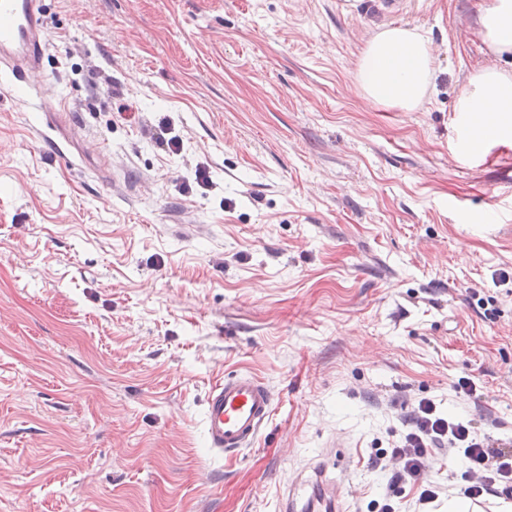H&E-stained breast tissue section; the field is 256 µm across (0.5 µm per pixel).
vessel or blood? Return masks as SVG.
Wrapping results in <instances>:
<instances>
[{
  "label": "vessel or blood",
  "instance_id": "vessel-or-blood-1",
  "mask_svg": "<svg viewBox=\"0 0 512 512\" xmlns=\"http://www.w3.org/2000/svg\"><path fill=\"white\" fill-rule=\"evenodd\" d=\"M46 35L42 0H0V66L13 82L29 85L39 71ZM273 403L265 383L239 372L211 387L203 429L208 448L233 454L249 447L269 421ZM317 468L313 479L290 486L283 512H337L341 491Z\"/></svg>",
  "mask_w": 512,
  "mask_h": 512
}]
</instances>
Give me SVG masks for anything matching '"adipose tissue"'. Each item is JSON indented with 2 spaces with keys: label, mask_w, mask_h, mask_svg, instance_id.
Listing matches in <instances>:
<instances>
[{
  "label": "adipose tissue",
  "mask_w": 512,
  "mask_h": 512,
  "mask_svg": "<svg viewBox=\"0 0 512 512\" xmlns=\"http://www.w3.org/2000/svg\"><path fill=\"white\" fill-rule=\"evenodd\" d=\"M476 33L491 56L512 54V0H494L477 19ZM437 72L432 44L418 27L378 25L361 48L352 87L364 100L404 112L425 104ZM455 112L471 138L457 158L472 163L489 151V142L512 138V72L490 64L473 72Z\"/></svg>",
  "instance_id": "obj_1"
}]
</instances>
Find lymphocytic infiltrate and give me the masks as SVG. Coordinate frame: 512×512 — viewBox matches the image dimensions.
<instances>
[{"mask_svg":"<svg viewBox=\"0 0 512 512\" xmlns=\"http://www.w3.org/2000/svg\"><path fill=\"white\" fill-rule=\"evenodd\" d=\"M441 449L447 450L450 461L466 464L471 497L494 493L497 486L512 482V450L490 447L486 437L479 435L470 422L440 416L435 404L428 400L420 401L414 409L410 430L401 435L394 448L377 449L366 465L378 468L385 459L396 460L392 486L419 488L418 502L425 506L437 497L431 469L433 455Z\"/></svg>","mask_w":512,"mask_h":512,"instance_id":"f902f5d3","label":"lymphocytic infiltrate"}]
</instances>
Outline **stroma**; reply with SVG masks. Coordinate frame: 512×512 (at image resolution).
Returning <instances> with one entry per match:
<instances>
[{
    "mask_svg": "<svg viewBox=\"0 0 512 512\" xmlns=\"http://www.w3.org/2000/svg\"><path fill=\"white\" fill-rule=\"evenodd\" d=\"M491 3L43 0L34 89L0 71V512H278L319 463L369 512L422 400L512 446V143L454 153ZM384 23L437 50L420 111L351 91ZM241 371L271 419L209 451ZM273 403L268 387L251 373L239 372L211 387L203 429L208 448L233 454L249 447L269 421Z\"/></svg>",
    "mask_w": 512,
    "mask_h": 512,
    "instance_id": "obj_1",
    "label": "stroma"
}]
</instances>
